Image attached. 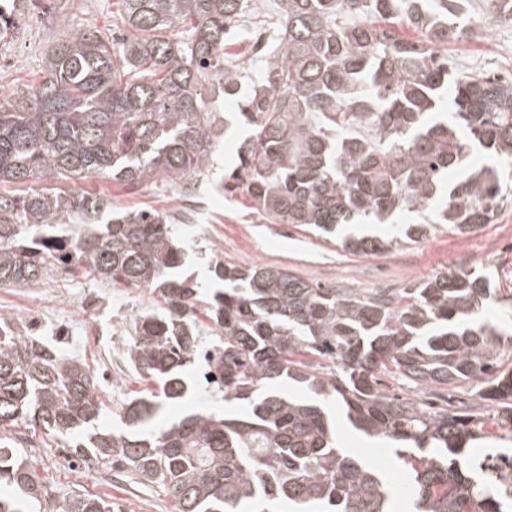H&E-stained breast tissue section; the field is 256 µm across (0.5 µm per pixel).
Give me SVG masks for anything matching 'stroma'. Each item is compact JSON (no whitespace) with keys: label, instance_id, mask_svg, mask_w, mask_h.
I'll list each match as a JSON object with an SVG mask.
<instances>
[{"label":"stroma","instance_id":"stroma-1","mask_svg":"<svg viewBox=\"0 0 512 512\" xmlns=\"http://www.w3.org/2000/svg\"><path fill=\"white\" fill-rule=\"evenodd\" d=\"M34 10L15 16L14 26L0 37V98L11 91L35 85L46 53L64 32L93 25L101 35L117 30L120 0H70L63 16L41 13L43 0ZM275 0H253V11L241 19L225 42L239 62L245 82L259 80L266 56L257 42L272 45L280 28ZM472 32L467 37L440 45V52L455 60L458 68L495 75H512V22L491 14L487 0H472ZM243 140L242 134L226 137L210 162L208 172L194 178L195 204L192 223L177 222L175 236L184 251V275L194 277L200 288L212 285L211 260L219 258L240 267L272 264L314 283L338 288H415L439 274L461 268H489L494 297L485 301L479 316L512 333V206L496 221L466 235L440 232L396 250L375 255L353 254L339 242L292 224H278L258 213L243 190L226 192L224 173L229 170ZM74 194L104 193L115 210L155 209L179 214L184 188L164 180L134 190L112 180L92 177L67 183ZM52 290L60 306L53 324L39 331L44 342L80 358L98 376V396L106 409L102 427L121 428L120 414L148 382L133 372H121L113 383L103 381V356L83 332L86 323L119 330L129 339L140 316L156 312L158 298L146 290L110 286L80 271L55 268L41 287L0 288V318L16 322L40 311L45 290ZM103 292L106 300L95 308L86 296ZM0 441L18 449L29 473L43 489L41 502L31 512H43L45 503H60L74 494H93L111 500L113 512H175L173 499L157 486L142 483L125 471L85 462L72 467L68 449L52 437L18 424L0 427Z\"/></svg>","mask_w":512,"mask_h":512}]
</instances>
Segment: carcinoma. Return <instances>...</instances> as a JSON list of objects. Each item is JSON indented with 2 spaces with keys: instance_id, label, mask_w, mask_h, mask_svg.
<instances>
[{
  "instance_id": "1",
  "label": "carcinoma",
  "mask_w": 512,
  "mask_h": 512,
  "mask_svg": "<svg viewBox=\"0 0 512 512\" xmlns=\"http://www.w3.org/2000/svg\"><path fill=\"white\" fill-rule=\"evenodd\" d=\"M124 35L88 26L62 36L20 102L0 100V288H36L54 267L146 288L161 311L136 325L128 360L159 391L131 399L124 429L99 426L87 364L0 321V426L23 423L76 456L119 464L168 490L176 512H269L273 503L325 512H395L378 472L338 447L336 402L364 435L390 445L414 512H512V456L465 460L472 442L512 436V336L478 320L490 278L468 269L399 294L325 288L279 266L213 260L205 300L178 273L169 216L112 212L104 195L57 183L105 176L127 187L171 184L206 170L216 112L239 93L224 37L248 0H120ZM469 0H278L280 48L240 106L250 134L224 189L243 186L280 224L341 239L354 254L392 251L436 225L465 235L495 221L512 191L475 151L512 161V78L458 74L437 46L463 36ZM397 26L421 30L407 39ZM458 177L448 181V173ZM434 219L390 238L342 236L400 212ZM222 334L201 351L196 312ZM236 411L190 412L158 425L161 401L190 391L186 368ZM328 360L332 367L321 364ZM383 377L440 396L467 385L489 408L400 397ZM294 382L314 397H291ZM39 500L14 451L0 448V486ZM75 494L57 512H111Z\"/></svg>"
}]
</instances>
